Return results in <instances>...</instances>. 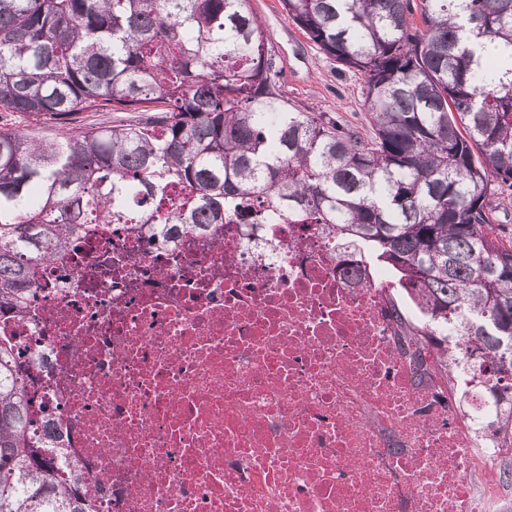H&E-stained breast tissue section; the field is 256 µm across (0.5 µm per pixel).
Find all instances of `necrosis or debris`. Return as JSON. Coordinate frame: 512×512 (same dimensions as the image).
I'll use <instances>...</instances> for the list:
<instances>
[{"label": "necrosis or debris", "mask_w": 512, "mask_h": 512, "mask_svg": "<svg viewBox=\"0 0 512 512\" xmlns=\"http://www.w3.org/2000/svg\"><path fill=\"white\" fill-rule=\"evenodd\" d=\"M317 224H87L0 345L89 512H503L472 365L416 386L386 269ZM364 285H357V278Z\"/></svg>", "instance_id": "4bbe7bcc"}]
</instances>
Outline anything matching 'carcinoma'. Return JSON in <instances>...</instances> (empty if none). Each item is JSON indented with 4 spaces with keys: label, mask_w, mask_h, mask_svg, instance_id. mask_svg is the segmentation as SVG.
Returning <instances> with one entry per match:
<instances>
[{
    "label": "carcinoma",
    "mask_w": 512,
    "mask_h": 512,
    "mask_svg": "<svg viewBox=\"0 0 512 512\" xmlns=\"http://www.w3.org/2000/svg\"><path fill=\"white\" fill-rule=\"evenodd\" d=\"M318 49L365 77L371 134L280 90L251 0H0V110L59 124L0 129V309L84 224H298L359 244L421 314L461 326L512 438V0H281ZM490 45L488 58L476 47ZM133 112L79 131L72 116ZM439 354L448 337L398 319ZM0 346V512H85L27 435Z\"/></svg>",
    "instance_id": "carcinoma-1"
}]
</instances>
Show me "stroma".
<instances>
[{
	"mask_svg": "<svg viewBox=\"0 0 512 512\" xmlns=\"http://www.w3.org/2000/svg\"><path fill=\"white\" fill-rule=\"evenodd\" d=\"M263 22L267 46L279 58L282 90L298 108L324 112L369 132L363 76L323 55L285 16L280 0H252Z\"/></svg>",
	"mask_w": 512,
	"mask_h": 512,
	"instance_id": "35a3bbf8",
	"label": "stroma"
}]
</instances>
